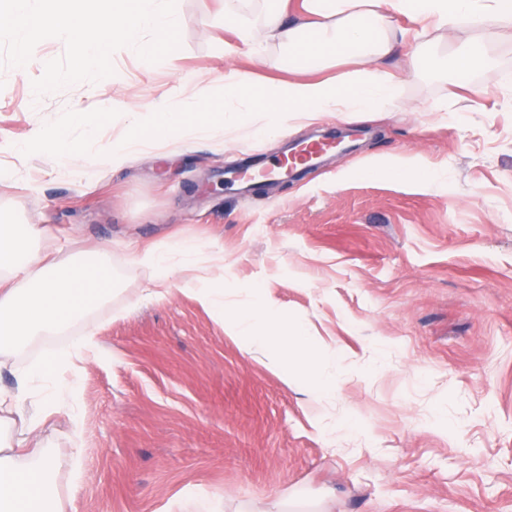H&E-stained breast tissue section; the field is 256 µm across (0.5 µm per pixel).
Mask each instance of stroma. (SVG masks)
<instances>
[{
    "label": "stroma",
    "mask_w": 512,
    "mask_h": 512,
    "mask_svg": "<svg viewBox=\"0 0 512 512\" xmlns=\"http://www.w3.org/2000/svg\"><path fill=\"white\" fill-rule=\"evenodd\" d=\"M176 66L116 55L123 75L100 93L81 82L35 97L31 82L62 40L42 43L40 65L0 70V209L36 225L31 251L93 248L120 283L111 301L65 333L0 354V391L71 350L85 329L98 342L53 380H29L31 400L76 380L75 401L54 405L37 439L57 469L63 512H191L205 492L221 512H512V38L483 33L490 61L459 80L390 61L404 81L400 109L298 114L283 136L269 122L192 133L123 168L99 165L96 142L135 132L128 115L164 96L190 109L198 94L224 105V71L252 72L255 89L286 71L225 58L233 40L224 0H177ZM123 115L92 129L71 121L103 97ZM63 128L94 186L59 154L31 149ZM357 130L359 147L334 152L266 191L230 167H271L312 135ZM418 169L400 176L391 166ZM198 243L195 271H175L166 294L144 297L147 248ZM223 277L227 304L261 302L284 327L322 347L333 393L306 378L285 386L244 353L223 313L185 283Z\"/></svg>",
    "instance_id": "obj_1"
}]
</instances>
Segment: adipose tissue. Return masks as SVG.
<instances>
[{
	"label": "adipose tissue",
	"mask_w": 512,
	"mask_h": 512,
	"mask_svg": "<svg viewBox=\"0 0 512 512\" xmlns=\"http://www.w3.org/2000/svg\"><path fill=\"white\" fill-rule=\"evenodd\" d=\"M434 30L466 27L470 38L450 61L458 78H466L488 62L481 36L496 27L512 35V0H301L299 14H291L289 0H277L263 11L260 25L277 50L275 62L291 77L263 93L264 112L271 121L264 133L284 134L290 114L318 117L329 112H376L402 101V84L385 68L387 58L404 42L405 29L395 17ZM340 64L348 72L335 82L316 81L310 74ZM246 112L214 111L208 95H199L189 112H164L151 117L146 137H133L100 147V164L119 169L143 151L146 142H167L184 132L217 133L232 124L249 122ZM34 226L17 224L12 213L0 212V350L18 348L36 336L66 331L94 305L112 296L110 267L100 258L71 262L49 254L24 251V239ZM198 246L191 241L167 252L143 250L140 265L152 270L159 284H167L174 265L191 266ZM203 304L222 311L248 354H262L280 371L284 384H292L295 363L281 349L274 332L259 336L255 330L269 319L258 305L230 308L224 304L223 284L211 282L201 289ZM15 444L0 440V512H59L54 497L57 470L42 448L28 452L25 467H18Z\"/></svg>",
	"instance_id": "1"
}]
</instances>
